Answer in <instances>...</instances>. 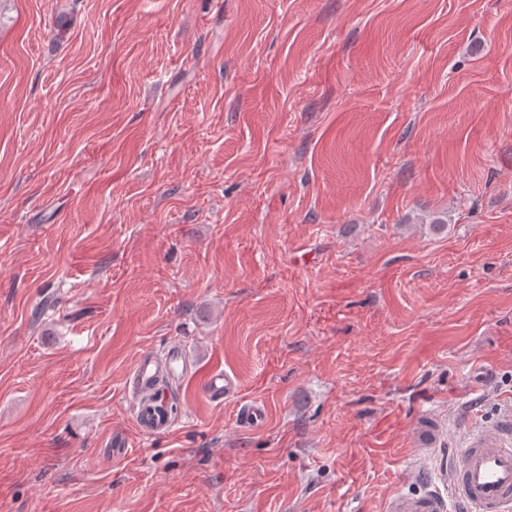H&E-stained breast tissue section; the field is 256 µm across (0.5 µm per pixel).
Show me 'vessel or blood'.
Segmentation results:
<instances>
[{
	"mask_svg": "<svg viewBox=\"0 0 512 512\" xmlns=\"http://www.w3.org/2000/svg\"><path fill=\"white\" fill-rule=\"evenodd\" d=\"M187 359L180 346L168 348L163 358L144 353L138 356L126 388L135 416L150 415L146 430L169 433L173 427L168 407L167 387L159 376L176 379ZM210 397L222 400L235 396V375L214 371L207 382ZM448 496L426 493L418 497H398L390 512H448L458 504L464 512H512V416L469 431L465 444L453 458L448 476Z\"/></svg>",
	"mask_w": 512,
	"mask_h": 512,
	"instance_id": "b4317fda",
	"label": "vessel or blood"
}]
</instances>
